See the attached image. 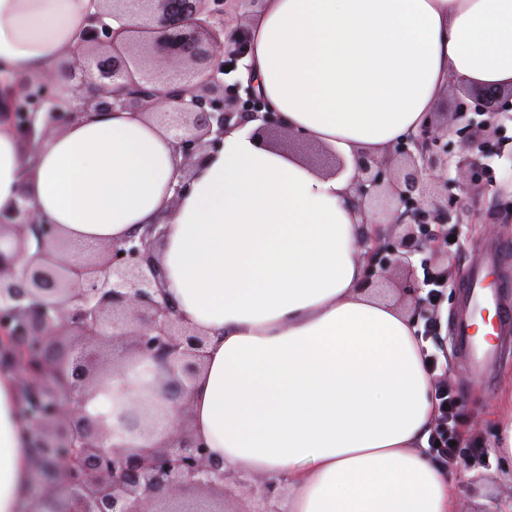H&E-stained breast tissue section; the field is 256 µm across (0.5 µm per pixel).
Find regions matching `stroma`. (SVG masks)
I'll return each mask as SVG.
<instances>
[{"label": "stroma", "instance_id": "obj_1", "mask_svg": "<svg viewBox=\"0 0 512 512\" xmlns=\"http://www.w3.org/2000/svg\"><path fill=\"white\" fill-rule=\"evenodd\" d=\"M493 150L487 160L493 170L492 185L457 194L460 206L471 217L470 224L463 228L462 252L443 258L426 248L413 259L416 278L444 269L453 281L431 309L435 321L447 328L452 327L460 306L455 283L470 266L481 262V242L499 238L512 242V120H503ZM446 363L461 414L463 459L454 471L458 497L467 501L470 512H506L512 504V459L494 454L491 446L496 437L494 407L499 396L512 386V346L506 348L502 364L494 367L488 383L469 375L455 348H448Z\"/></svg>", "mask_w": 512, "mask_h": 512}]
</instances>
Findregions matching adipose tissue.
Listing matches in <instances>:
<instances>
[{"label": "adipose tissue", "mask_w": 512, "mask_h": 512, "mask_svg": "<svg viewBox=\"0 0 512 512\" xmlns=\"http://www.w3.org/2000/svg\"><path fill=\"white\" fill-rule=\"evenodd\" d=\"M89 4L0 0V85L59 80ZM249 30L257 91L344 172L250 122L177 199L170 140L142 116L79 119L34 156L0 116V211L27 193L76 256L164 219L166 289L207 337L191 429L225 470L277 483L287 512H454L416 325L362 289L352 164L418 132L451 83L512 87V0H265ZM21 400L0 369V512H27L36 477Z\"/></svg>", "instance_id": "obj_1"}]
</instances>
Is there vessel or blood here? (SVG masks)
<instances>
[{"mask_svg":"<svg viewBox=\"0 0 512 512\" xmlns=\"http://www.w3.org/2000/svg\"><path fill=\"white\" fill-rule=\"evenodd\" d=\"M485 260L469 268L460 280L461 313L454 328V340L461 350L467 369L472 377L486 379L499 359V337L512 329V305L506 301L505 289L512 281L501 279L499 283L488 282L491 270L506 269L512 263V250L497 241L483 244ZM494 312L496 324L493 334L478 337L473 333V319L481 312Z\"/></svg>","mask_w":512,"mask_h":512,"instance_id":"obj_1","label":"vessel or blood"}]
</instances>
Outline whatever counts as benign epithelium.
Listing matches in <instances>:
<instances>
[{"mask_svg": "<svg viewBox=\"0 0 512 512\" xmlns=\"http://www.w3.org/2000/svg\"><path fill=\"white\" fill-rule=\"evenodd\" d=\"M240 0H90L87 25L79 35L78 60L65 70L78 94L79 108L99 114L126 110L151 119L171 136L177 155L172 200L190 190L194 166L223 145L224 131L246 120L259 131L299 136L268 110L245 62L249 29L241 23L226 34L229 15ZM134 21L118 29L108 20ZM229 70H224V67ZM237 73L228 84L224 76ZM53 84L18 80L8 89L7 120L27 152L34 154L47 134L62 130L79 113L54 105ZM512 112V91L481 90L460 100L449 124L435 119L420 132L390 143L385 153L355 158L354 205L372 208L373 230L358 240L366 288L400 268L404 289L415 299L413 313L432 315L420 297L411 257L427 246H443L444 224L469 223L468 212L448 195L483 184L484 157ZM463 152L448 151V131ZM382 224L407 231L382 255ZM35 260L22 254L29 237ZM159 224L101 246L76 264L57 225L39 217L21 195L0 214V365L25 379L22 414L29 423L46 488L60 478L67 492L61 512H225L224 501L254 500L250 484L230 479L224 462L190 429V392L204 363L206 337L179 314L165 291L158 249ZM117 343L128 352L116 365L99 368L87 348ZM119 370L134 388L166 383L167 399L181 424L151 448H128L115 440L143 431L163 434L166 406L146 409L112 402L101 388ZM102 393L111 400L106 414L91 415L84 398L72 405L63 394Z\"/></svg>", "mask_w": 512, "mask_h": 512, "instance_id": "7a95c632", "label": "benign epithelium"}]
</instances>
